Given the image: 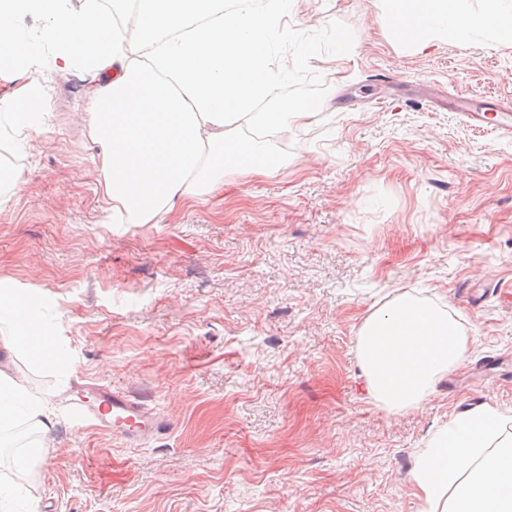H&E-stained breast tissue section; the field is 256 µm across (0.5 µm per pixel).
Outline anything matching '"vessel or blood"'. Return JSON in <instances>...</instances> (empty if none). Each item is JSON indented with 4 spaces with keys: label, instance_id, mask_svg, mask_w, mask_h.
<instances>
[{
    "label": "vessel or blood",
    "instance_id": "b4317fda",
    "mask_svg": "<svg viewBox=\"0 0 512 512\" xmlns=\"http://www.w3.org/2000/svg\"><path fill=\"white\" fill-rule=\"evenodd\" d=\"M68 409L73 426H93L131 448L147 446L169 430L145 397L109 385L77 382Z\"/></svg>",
    "mask_w": 512,
    "mask_h": 512
}]
</instances>
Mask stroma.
Here are the masks:
<instances>
[{
  "label": "stroma",
  "instance_id": "35a3bbf8",
  "mask_svg": "<svg viewBox=\"0 0 512 512\" xmlns=\"http://www.w3.org/2000/svg\"><path fill=\"white\" fill-rule=\"evenodd\" d=\"M15 24L49 100L25 145L0 128V167L20 174L0 286L43 295L70 352L8 368L52 420L29 473L0 454L15 512H418L411 471L435 431L484 402L512 416V133L445 106L511 108L512 45L475 32L417 52L379 0H289L258 109H317L289 127L282 167L227 171L155 223L116 224L83 135L91 77L56 69L42 20ZM402 293L447 311L469 349L420 407L391 412L358 340ZM80 380L150 395L171 430L129 448L73 427Z\"/></svg>",
  "mask_w": 512,
  "mask_h": 512
}]
</instances>
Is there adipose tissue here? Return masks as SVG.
<instances>
[{"mask_svg": "<svg viewBox=\"0 0 512 512\" xmlns=\"http://www.w3.org/2000/svg\"><path fill=\"white\" fill-rule=\"evenodd\" d=\"M0 0V73L18 79L11 100L22 118L33 85L24 75L35 60L13 21L23 14L46 21L58 70L109 72L86 107L84 136L98 147L101 186L116 224H151L177 200L208 195L226 169L267 174L283 164L273 142L314 113L310 101L281 102L259 112L279 76L267 53L279 39L287 0H141L140 39L126 37L102 0ZM466 13L459 0H380L394 39L416 51L448 38L489 32L512 44V0ZM247 123L259 138L229 134ZM25 294L0 290V347L53 361L25 337H47L32 318L17 315ZM468 338L438 309L401 294L371 312L360 332L359 365L370 396L391 411L419 407L433 384L461 366ZM43 407L0 370V433L19 420L40 432ZM419 512H512V419L484 404L458 413L435 432L412 471Z\"/></svg>", "mask_w": 512, "mask_h": 512, "instance_id": "adipose-tissue-1", "label": "adipose tissue"}]
</instances>
